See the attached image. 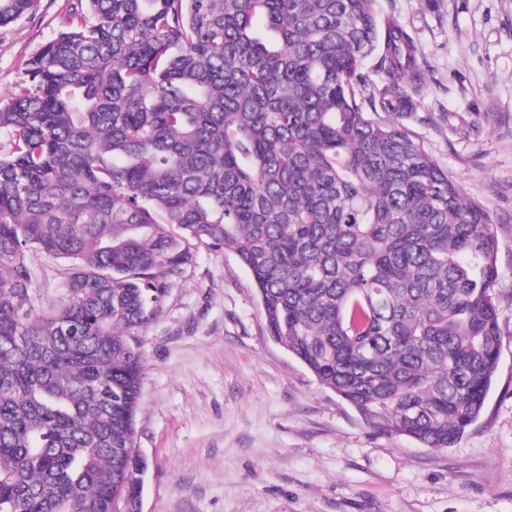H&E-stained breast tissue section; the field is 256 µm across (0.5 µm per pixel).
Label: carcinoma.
I'll use <instances>...</instances> for the list:
<instances>
[{
  "label": "carcinoma",
  "mask_w": 512,
  "mask_h": 512,
  "mask_svg": "<svg viewBox=\"0 0 512 512\" xmlns=\"http://www.w3.org/2000/svg\"><path fill=\"white\" fill-rule=\"evenodd\" d=\"M35 3L0 0V24ZM70 11L0 108V512L136 496L132 337L200 246L234 252L269 336L373 429L461 438L500 358L498 237L392 120L424 86L407 31L376 0ZM30 250L74 266L49 314Z\"/></svg>",
  "instance_id": "1"
}]
</instances>
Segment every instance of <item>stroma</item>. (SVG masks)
<instances>
[{
    "instance_id": "stroma-1",
    "label": "stroma",
    "mask_w": 512,
    "mask_h": 512,
    "mask_svg": "<svg viewBox=\"0 0 512 512\" xmlns=\"http://www.w3.org/2000/svg\"><path fill=\"white\" fill-rule=\"evenodd\" d=\"M71 0H37L0 26V106L26 62L68 28ZM425 72L399 122L481 204L499 240V366L479 420L449 448L370 429L268 334L233 252L198 248L160 317L135 336L145 361L135 446L142 512H512V0H377ZM36 311L70 266L28 255Z\"/></svg>"
}]
</instances>
